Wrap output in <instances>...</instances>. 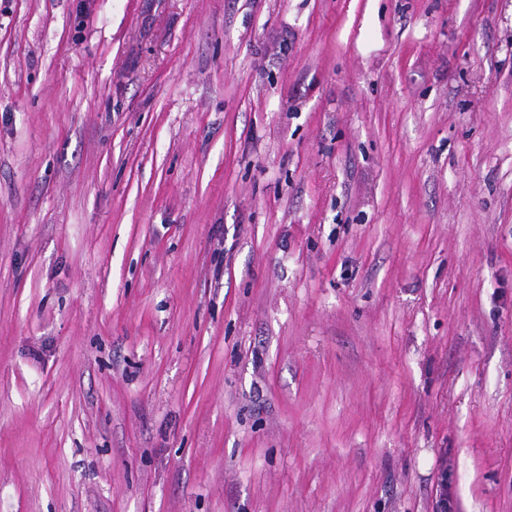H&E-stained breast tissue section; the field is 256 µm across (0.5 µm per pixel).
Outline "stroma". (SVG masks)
<instances>
[{
	"label": "stroma",
	"instance_id": "35a3bbf8",
	"mask_svg": "<svg viewBox=\"0 0 512 512\" xmlns=\"http://www.w3.org/2000/svg\"><path fill=\"white\" fill-rule=\"evenodd\" d=\"M0 512H512V0H0Z\"/></svg>",
	"mask_w": 512,
	"mask_h": 512
}]
</instances>
